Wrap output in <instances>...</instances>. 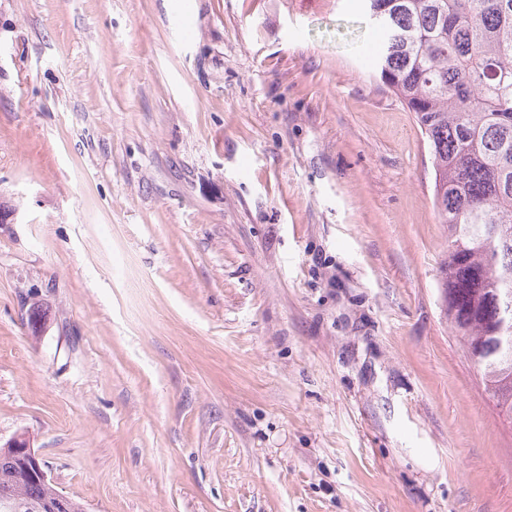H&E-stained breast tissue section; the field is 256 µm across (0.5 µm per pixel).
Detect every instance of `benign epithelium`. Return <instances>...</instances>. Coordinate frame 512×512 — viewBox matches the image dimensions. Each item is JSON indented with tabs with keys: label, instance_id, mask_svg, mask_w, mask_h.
Masks as SVG:
<instances>
[{
	"label": "benign epithelium",
	"instance_id": "obj_1",
	"mask_svg": "<svg viewBox=\"0 0 512 512\" xmlns=\"http://www.w3.org/2000/svg\"><path fill=\"white\" fill-rule=\"evenodd\" d=\"M0 459L11 465L6 492L0 494V509L4 512H85L83 506L59 492L36 501L27 500L20 494L27 482L48 484L45 464L26 436H17L1 448Z\"/></svg>",
	"mask_w": 512,
	"mask_h": 512
}]
</instances>
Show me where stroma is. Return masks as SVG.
Returning <instances> with one entry per match:
<instances>
[{
	"mask_svg": "<svg viewBox=\"0 0 512 512\" xmlns=\"http://www.w3.org/2000/svg\"><path fill=\"white\" fill-rule=\"evenodd\" d=\"M377 48L361 0H0V446L86 512H512Z\"/></svg>",
	"mask_w": 512,
	"mask_h": 512,
	"instance_id": "35a3bbf8",
	"label": "stroma"
}]
</instances>
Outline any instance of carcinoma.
<instances>
[{"label": "carcinoma", "mask_w": 512, "mask_h": 512, "mask_svg": "<svg viewBox=\"0 0 512 512\" xmlns=\"http://www.w3.org/2000/svg\"><path fill=\"white\" fill-rule=\"evenodd\" d=\"M433 157L448 322L512 421V0H363Z\"/></svg>", "instance_id": "carcinoma-1"}]
</instances>
